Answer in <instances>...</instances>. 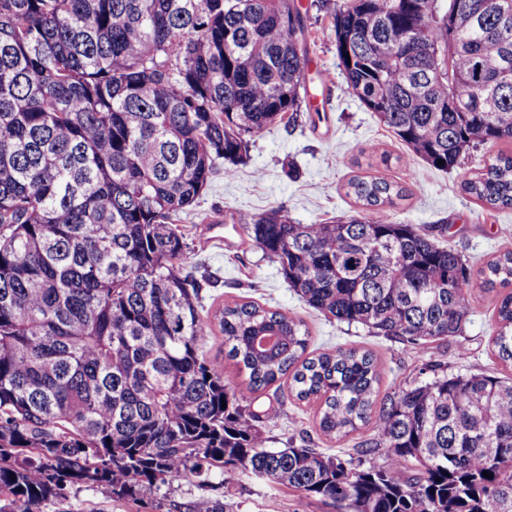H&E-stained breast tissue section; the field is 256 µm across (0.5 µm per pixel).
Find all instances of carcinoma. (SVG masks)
Here are the masks:
<instances>
[{
	"instance_id": "carcinoma-1",
	"label": "carcinoma",
	"mask_w": 512,
	"mask_h": 512,
	"mask_svg": "<svg viewBox=\"0 0 512 512\" xmlns=\"http://www.w3.org/2000/svg\"><path fill=\"white\" fill-rule=\"evenodd\" d=\"M458 2L333 12L348 87L445 171L512 142V20L501 0ZM306 32L294 0H0V512H43L83 485L141 507L189 476L202 494L188 512H229L215 469L338 512H512L511 382L435 370L378 406L369 352L307 358L305 322L255 301L200 309L209 279L176 221L245 137L301 110ZM463 187L512 208V154ZM347 193L366 214L294 224L273 209L241 231L311 309L413 345L462 336L475 290L499 287L492 344L512 364V250L474 275L387 220L404 188L356 176ZM216 328L236 387L203 350ZM285 377L321 401V433L369 422L370 437L347 459L265 447L251 405Z\"/></svg>"
}]
</instances>
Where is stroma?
Instances as JSON below:
<instances>
[{
	"label": "stroma",
	"mask_w": 512,
	"mask_h": 512,
	"mask_svg": "<svg viewBox=\"0 0 512 512\" xmlns=\"http://www.w3.org/2000/svg\"><path fill=\"white\" fill-rule=\"evenodd\" d=\"M306 9L311 59L307 103L294 123L277 122L250 137L242 162L231 171L217 170L208 189L180 224L190 246L188 262L212 282L201 306L234 299L261 305L302 319L314 351L356 345L374 357L378 399H385L423 381L422 364L433 361L451 373L490 372L512 378V366L494 354L495 318L489 297L476 298L462 337L445 339L419 349L408 343L371 334L312 311L291 289L275 263L265 258L241 233L238 224L283 208L296 224H314L360 213L361 204L348 195L354 176H375L405 186L408 197L390 211L393 222L410 224L443 246L458 250L471 268L512 250V209H493L466 194L461 183L471 177L476 160H491L498 152L485 146L451 171H442L411 151L348 89L338 68L331 13L297 0ZM271 390L260 391L255 409H269L259 425L269 448L306 446L328 455H344L371 432L370 425L343 439L324 436L315 425L318 401L283 395L272 402ZM215 486H228L227 502L236 512H295L297 494L255 477L238 475L225 481L214 472ZM199 494L194 479L182 478L148 493L149 512H178ZM43 512H137L135 505L111 497L102 488L75 487L68 498L44 506Z\"/></svg>",
	"instance_id": "35a3bbf8"
}]
</instances>
